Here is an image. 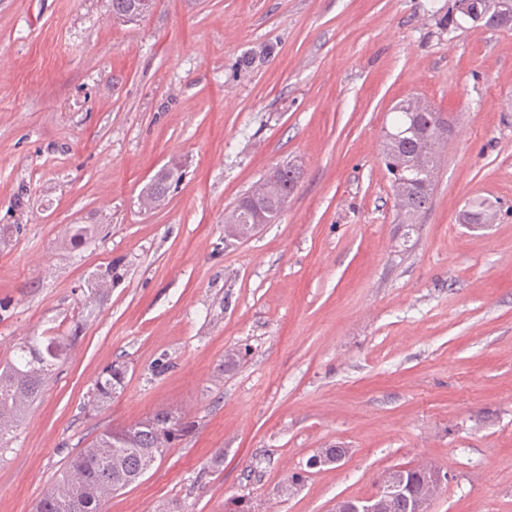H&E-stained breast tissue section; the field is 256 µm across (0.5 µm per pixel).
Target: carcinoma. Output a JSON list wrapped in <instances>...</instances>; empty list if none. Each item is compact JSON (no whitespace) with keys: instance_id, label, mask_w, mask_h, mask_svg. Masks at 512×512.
<instances>
[{"instance_id":"1","label":"carcinoma","mask_w":512,"mask_h":512,"mask_svg":"<svg viewBox=\"0 0 512 512\" xmlns=\"http://www.w3.org/2000/svg\"><path fill=\"white\" fill-rule=\"evenodd\" d=\"M112 15L127 22L138 21L151 9L145 0H110ZM396 120L385 136L382 156L387 171L399 168L406 176L403 193L397 196L398 223L411 228L432 205L435 174L440 147L448 141V125L441 113L410 110L403 102L392 108ZM299 168L288 163L268 173L253 189L243 194L225 221L224 231L242 239L254 233L253 220L237 219L248 212L243 202L256 196L263 202V223L274 224L283 212V204L298 188ZM182 170L174 164L160 169L142 188L140 196L165 201L172 184L181 181ZM475 224L490 223L492 205L484 199L472 201L467 209ZM101 224H75L62 241L71 250H80L102 231ZM87 295L82 308H93L100 295L112 288V266L97 270L85 282ZM69 336H34L16 347L15 357L0 363V439L12 433L33 406L58 364L67 356ZM126 369L120 364L107 367L91 388V405L99 408L112 401L125 385ZM182 418L166 409L129 426L105 428L84 448L72 455L60 477L43 493L37 512H103L106 498L118 484L137 481L147 463L162 455L184 435ZM79 472L84 486L76 491L71 476Z\"/></svg>"}]
</instances>
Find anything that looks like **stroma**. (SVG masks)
Wrapping results in <instances>:
<instances>
[{"mask_svg": "<svg viewBox=\"0 0 512 512\" xmlns=\"http://www.w3.org/2000/svg\"><path fill=\"white\" fill-rule=\"evenodd\" d=\"M453 2L156 0L126 23L109 0H0V362L73 338L0 445V512H35L100 430L160 408L186 432L104 512H330L421 464L449 475L430 512H512V28L444 26ZM411 95L454 134L410 231L381 149ZM172 159L183 179L140 210ZM287 161L278 223L226 239ZM475 198L494 223H463ZM72 224L103 231L74 252ZM115 363L124 390L91 408ZM300 178V169L288 163L282 164L269 172L255 188L244 193L238 200L233 211L229 214L228 220L225 218L224 232L232 231L240 239L249 238L255 232L253 230V224L255 223H253L248 208L243 206V202L250 195L258 197L263 202L262 224H275L283 212V204L297 190ZM236 211H239V214H249L250 219H241V215H236ZM237 216H239L238 224H230V222L237 221ZM112 268L106 266L104 269H98L91 278L85 282L83 288H87V295L83 294L82 308L90 309L96 305L101 294H104L112 288Z\"/></svg>", "mask_w": 512, "mask_h": 512, "instance_id": "1", "label": "stroma"}]
</instances>
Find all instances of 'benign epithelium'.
Returning <instances> with one entry per match:
<instances>
[{
    "label": "benign epithelium",
    "mask_w": 512,
    "mask_h": 512,
    "mask_svg": "<svg viewBox=\"0 0 512 512\" xmlns=\"http://www.w3.org/2000/svg\"><path fill=\"white\" fill-rule=\"evenodd\" d=\"M512 20V0H499L495 11H489L477 20L476 28H495L504 26ZM348 455V450L338 448L331 452L327 449L313 455L307 462L311 469L337 465ZM410 467H399L383 473L379 479L377 492L365 499L338 498L332 512H389L393 507L401 512H429L430 492L440 488L448 479L447 474L432 466H423L418 470L417 480L420 490L412 492Z\"/></svg>",
    "instance_id": "obj_1"
}]
</instances>
